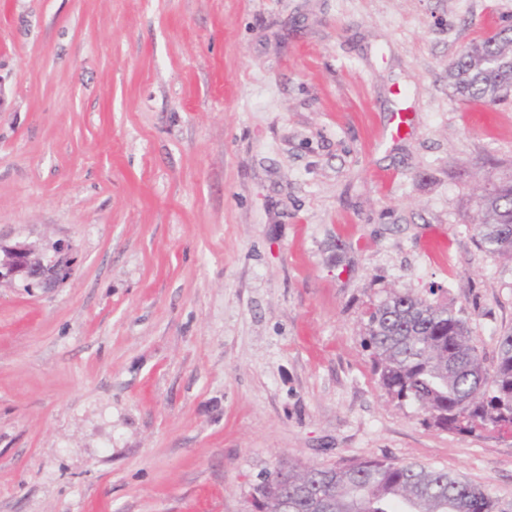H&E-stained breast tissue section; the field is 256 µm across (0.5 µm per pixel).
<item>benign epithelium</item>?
Returning a JSON list of instances; mask_svg holds the SVG:
<instances>
[{
  "label": "benign epithelium",
  "mask_w": 512,
  "mask_h": 512,
  "mask_svg": "<svg viewBox=\"0 0 512 512\" xmlns=\"http://www.w3.org/2000/svg\"><path fill=\"white\" fill-rule=\"evenodd\" d=\"M72 270L71 249L61 242L46 247L26 240L0 242V284L20 280L54 288L69 278Z\"/></svg>",
  "instance_id": "benign-epithelium-1"
}]
</instances>
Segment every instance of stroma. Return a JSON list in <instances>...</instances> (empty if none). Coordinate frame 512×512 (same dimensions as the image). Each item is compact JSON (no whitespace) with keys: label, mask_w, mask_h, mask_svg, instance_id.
I'll use <instances>...</instances> for the list:
<instances>
[{"label":"stroma","mask_w":512,"mask_h":512,"mask_svg":"<svg viewBox=\"0 0 512 512\" xmlns=\"http://www.w3.org/2000/svg\"><path fill=\"white\" fill-rule=\"evenodd\" d=\"M512 0H0V512H255L277 467L444 469L512 512V433L382 391L387 292L464 309L486 368L512 261L472 230L512 180V97L448 62ZM404 114L407 135L384 132ZM70 252L68 245L61 242L42 247L26 240L11 244L0 241V284L20 280L55 288L72 274L74 261Z\"/></svg>","instance_id":"obj_1"}]
</instances>
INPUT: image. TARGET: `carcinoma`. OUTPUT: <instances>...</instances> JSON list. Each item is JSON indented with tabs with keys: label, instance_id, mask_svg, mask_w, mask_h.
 Wrapping results in <instances>:
<instances>
[{
	"label": "carcinoma",
	"instance_id": "obj_1",
	"mask_svg": "<svg viewBox=\"0 0 512 512\" xmlns=\"http://www.w3.org/2000/svg\"><path fill=\"white\" fill-rule=\"evenodd\" d=\"M448 81L464 101L495 107L512 90V35L470 43L448 61ZM491 254L512 257V181L492 185L473 225ZM464 310L393 290L369 308L366 347L380 388L409 402L448 432H512V334L501 337L492 372L470 340ZM270 512H505L484 489L444 470L367 460L346 467L280 470L253 488Z\"/></svg>",
	"mask_w": 512,
	"mask_h": 512
}]
</instances>
